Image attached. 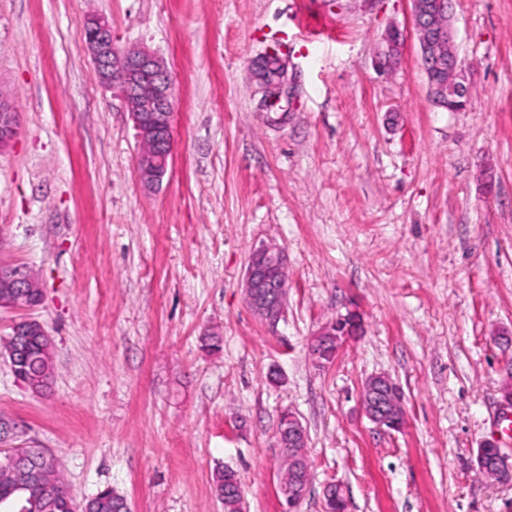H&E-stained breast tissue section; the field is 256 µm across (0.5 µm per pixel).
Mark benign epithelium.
I'll use <instances>...</instances> for the list:
<instances>
[{"label": "benign epithelium", "mask_w": 512, "mask_h": 512, "mask_svg": "<svg viewBox=\"0 0 512 512\" xmlns=\"http://www.w3.org/2000/svg\"><path fill=\"white\" fill-rule=\"evenodd\" d=\"M413 19L421 51L423 68L434 103L450 112L464 110L469 86L465 82L451 24V0H412ZM80 39L91 55L100 82L119 90L136 131L139 150L136 169L140 182L152 188L160 181L159 174L172 162V80L164 61L154 52L139 47L127 52L113 43L112 24L104 16L94 15L86 23ZM385 49L375 59L382 71L392 69L402 50L401 34L389 29L384 35ZM255 72L261 78L266 95L278 102V93L285 77V68L278 53L270 51L256 61ZM448 72L451 80L440 79ZM18 114L13 100L0 91V150L15 137ZM288 268L284 251L273 244H262L249 257L245 275V295L251 310L262 319L274 323L279 318L288 288L282 272ZM6 291L0 293V309L22 308L17 294L38 288L35 278L24 268L14 270L4 280ZM353 324L361 335L363 317L359 310L346 314L323 327L313 338L310 351L315 357H331L352 337L341 330L344 322ZM12 335L27 336L35 332L50 343L45 326L33 318L13 323ZM400 388L386 375L370 377L364 384L362 405L365 415L378 426L390 430L402 428L405 416ZM279 447L288 449V476L280 482V490L290 505L302 500L308 482L300 478L306 448V431L291 413L284 414L283 425L277 427Z\"/></svg>", "instance_id": "1"}]
</instances>
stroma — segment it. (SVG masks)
I'll use <instances>...</instances> for the list:
<instances>
[{"mask_svg":"<svg viewBox=\"0 0 512 512\" xmlns=\"http://www.w3.org/2000/svg\"><path fill=\"white\" fill-rule=\"evenodd\" d=\"M92 13L168 65L173 159L153 190L81 42ZM453 26L460 112L430 96L411 0H0V88L19 113L0 150V267H28L43 294L0 310V337L33 317L54 352L40 394L0 357L13 444L53 454L78 501L109 486L131 512H224L214 476L230 468L243 512H284L289 410L311 473L294 512H326L330 483L348 512H512V478L476 465L492 442L512 470V0H454ZM391 27L402 55L384 75ZM271 48L275 106L254 78ZM262 243L288 258L273 323L243 285ZM352 306L362 336L317 367L312 337ZM210 333L219 351L202 349ZM377 374L402 391L401 430L363 413Z\"/></svg>","mask_w":512,"mask_h":512,"instance_id":"1","label":"stroma"}]
</instances>
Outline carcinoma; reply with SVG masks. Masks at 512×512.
I'll list each match as a JSON object with an SVG mask.
<instances>
[{
  "label": "carcinoma",
  "mask_w": 512,
  "mask_h": 512,
  "mask_svg": "<svg viewBox=\"0 0 512 512\" xmlns=\"http://www.w3.org/2000/svg\"><path fill=\"white\" fill-rule=\"evenodd\" d=\"M19 367L40 390H45L53 374V348L33 341L22 347ZM35 458L43 473L44 482L55 487V492L45 493L38 488L19 485L18 472L22 463ZM215 493L224 504V512H240L241 483L236 471L226 468L217 472ZM85 512H130L125 496L111 488L99 491L84 501ZM77 503L63 480L59 460L41 448H14L0 456V510L18 512H75Z\"/></svg>",
  "instance_id": "obj_1"
}]
</instances>
